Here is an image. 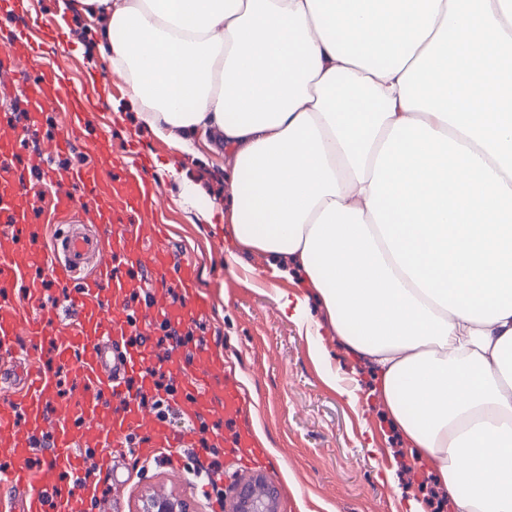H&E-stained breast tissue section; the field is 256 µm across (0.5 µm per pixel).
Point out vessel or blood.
I'll return each mask as SVG.
<instances>
[{
  "label": "vessel or blood",
  "instance_id": "obj_1",
  "mask_svg": "<svg viewBox=\"0 0 512 512\" xmlns=\"http://www.w3.org/2000/svg\"><path fill=\"white\" fill-rule=\"evenodd\" d=\"M35 53L25 39H16L0 51V67L15 72L22 84L38 88L30 100L29 116L39 122L45 106L60 104L77 118L83 100L68 94L60 79L51 73L29 71L28 60ZM81 134L80 123H72L44 153L35 155L32 166L46 167L47 155L62 153ZM49 177L60 186L52 205L56 215L69 216L73 201L88 200L97 212L99 231L67 225L50 246L30 250L22 245L0 246V291L12 292L24 286V299L8 314L0 316V352L9 353L25 344L27 364L0 371L11 383L14 401L0 409V431L13 433V441L0 448V487L19 489L20 501L0 496V512H85L97 494L91 484H77L86 460L75 449L76 438L93 444L99 471L112 468V451L125 447L129 435L143 436L137 453L147 458L165 448L195 446L198 433L192 424L207 417L209 438L223 437L226 447L237 449L250 467L263 466L268 452L244 415L240 382L216 353L197 351L192 363L181 359L166 364L177 393L172 402L188 423L174 431L167 421L143 409L136 401L137 389L153 386V362L147 350L130 344L133 327L148 330L154 320L177 324L186 315L206 308L197 291V271L188 260L175 256L164 246L156 225L132 223L128 214H145L155 203L152 188L138 172L127 170L113 175L96 166L77 171H53ZM8 163L0 162V222L22 228L26 212L15 199L26 191ZM131 263L145 271L169 278L183 295L179 305L132 312L126 303L128 283L119 276L120 265ZM50 269L55 287H78L81 298L77 319L58 329L57 314L48 306L50 289L30 276L33 266ZM137 325H130V318ZM75 364L83 389L80 399L51 407L61 366ZM50 432L51 447L45 463L30 466L29 437Z\"/></svg>",
  "mask_w": 512,
  "mask_h": 512
}]
</instances>
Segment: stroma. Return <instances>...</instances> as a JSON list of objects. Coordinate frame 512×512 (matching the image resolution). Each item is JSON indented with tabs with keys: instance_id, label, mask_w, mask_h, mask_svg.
Segmentation results:
<instances>
[{
	"instance_id": "obj_1",
	"label": "stroma",
	"mask_w": 512,
	"mask_h": 512,
	"mask_svg": "<svg viewBox=\"0 0 512 512\" xmlns=\"http://www.w3.org/2000/svg\"><path fill=\"white\" fill-rule=\"evenodd\" d=\"M9 2V8H0V50L20 32L38 42L44 28L52 27L62 47H45L32 65L62 73L67 89L85 104L81 139L52 158V166H127L157 189L147 220L162 225L172 251L196 266L198 292L209 306L195 320L208 350L224 357L245 390L246 415L270 451L271 461L261 472L279 491L280 512H402L405 496L419 498L425 512H439L428 467L408 457L381 405L372 398L353 404L338 394L336 379L353 377L354 363L335 336H326L328 356L319 359L303 328L284 312L296 283L284 279L272 287L256 278L254 269L266 262L260 254H240L238 264L226 267L223 221L207 223L199 208L183 203L178 182L163 172L164 166L175 165L221 198L224 173L232 164L229 153L213 152L201 136L191 151L181 152L153 135L130 107L126 82L110 78L98 60L89 20L74 17L60 23L58 0ZM108 98L114 108L104 107ZM27 109L18 83L0 80V129L15 134L10 156L32 190L17 205L30 217L28 239L40 246L44 228L34 195H49L55 185L42 180L27 159L66 131L67 118L51 106L38 124L15 120V113ZM192 455L187 448L179 461H151L133 449H120L112 472H90L91 482L104 491L89 512H140L150 496L184 499L194 512H224L225 496L237 480L249 476V469L237 464L234 453H225L224 475L214 488L190 475Z\"/></svg>"
}]
</instances>
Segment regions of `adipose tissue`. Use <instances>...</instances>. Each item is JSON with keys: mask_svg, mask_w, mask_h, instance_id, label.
I'll return each instance as SVG.
<instances>
[{"mask_svg": "<svg viewBox=\"0 0 512 512\" xmlns=\"http://www.w3.org/2000/svg\"><path fill=\"white\" fill-rule=\"evenodd\" d=\"M141 118L230 151L225 262L301 272L450 512H512V0H59ZM317 300L325 324L312 321Z\"/></svg>", "mask_w": 512, "mask_h": 512, "instance_id": "adipose-tissue-1", "label": "adipose tissue"}]
</instances>
